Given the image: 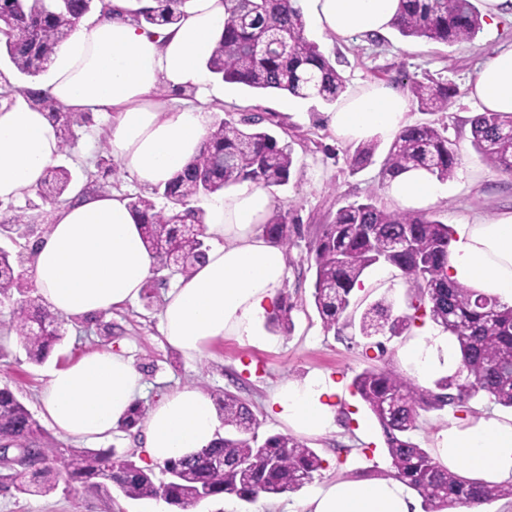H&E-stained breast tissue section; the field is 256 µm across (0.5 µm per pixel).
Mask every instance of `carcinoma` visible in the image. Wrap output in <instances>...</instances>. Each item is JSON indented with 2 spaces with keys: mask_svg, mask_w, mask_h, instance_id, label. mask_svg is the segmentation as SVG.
Masks as SVG:
<instances>
[{
  "mask_svg": "<svg viewBox=\"0 0 512 512\" xmlns=\"http://www.w3.org/2000/svg\"><path fill=\"white\" fill-rule=\"evenodd\" d=\"M224 34L206 67L226 83L260 92L275 91L330 104L343 92L344 79L319 46L305 36V20L292 0H228ZM187 0H154L129 15L139 25L175 24ZM111 11L100 0H0V51L15 71L30 79L40 76L57 46L72 33L77 20L94 9ZM483 16L473 0H400L394 29L405 38L453 45L473 40L482 30ZM18 92L57 123L61 153L78 139L91 121L88 112H68L50 96L30 87ZM413 100L423 111L438 112L458 89L446 82H412ZM262 118L220 119L197 156L150 198H130L141 219L149 251L166 269L169 255L182 259L170 275L186 277L205 257L204 212L195 206L202 196L215 194L229 183L252 180L270 189L288 184L294 170L292 146L259 128ZM475 150L491 167L512 175V113L483 112L471 119ZM458 157L445 130L431 124L411 125L391 142L383 161L382 181L423 168L438 181L454 177ZM74 177L68 168L46 169L38 195L52 213L64 202ZM31 225L18 212L0 226V235L15 252L0 247V303L9 304V328L22 336L29 361L41 364L65 333V318L49 312L31 296L19 274L24 243L18 231ZM270 241L288 249L293 226L288 214L273 211L263 225ZM411 248L402 250L397 240ZM448 225L423 211H389L377 205L376 193L340 207L327 224L315 228L308 259L315 268L314 304L327 328L336 326L349 309L352 292L363 284L368 269L388 265L400 272L409 297L406 309L394 312L380 299L360 316L361 336L386 333L403 336L416 322L430 321L455 337L461 368L422 386L385 366H368L353 386L378 421L390 459L389 477L402 482L421 499L423 512H447L457 506L480 512L483 505L512 499V483L471 480L441 465L412 439L421 413L473 411L483 397L512 410V305L448 280ZM295 305L279 296L269 325L283 335L294 329ZM224 437L186 459L163 463L166 478L155 479L137 465L133 455L87 448H51L45 431L25 405L7 388L0 389V450H24L38 456L27 470L3 465L5 486L20 493L47 494L59 483L76 482L88 491L115 488L130 499H162L187 510L199 501L221 494L251 502L261 495H281L301 489L323 469L315 449L288 434L258 440L257 419L236 394L216 398Z\"/></svg>",
  "mask_w": 512,
  "mask_h": 512,
  "instance_id": "carcinoma-1",
  "label": "carcinoma"
}]
</instances>
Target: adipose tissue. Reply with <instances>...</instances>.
Returning a JSON list of instances; mask_svg holds the SVG:
<instances>
[{
  "mask_svg": "<svg viewBox=\"0 0 512 512\" xmlns=\"http://www.w3.org/2000/svg\"><path fill=\"white\" fill-rule=\"evenodd\" d=\"M109 14L81 17L56 49L45 91L66 110L111 116L112 158L138 185H165L199 152L212 117L190 105H165L157 88L213 96L205 63L224 32L225 0H189L173 25L140 26L128 15L152 0H108ZM313 35L382 34L396 18L399 0H294ZM479 111L512 112V44L485 61L470 84ZM411 98L374 84L348 94L326 115L346 141L393 140L404 128ZM59 157L55 122L22 95L0 104V201L36 192ZM387 196L403 210H425L444 196L423 169L399 173ZM204 232L212 246L193 275L168 289L160 327L167 343L187 358L203 356L211 342L234 336L265 344L261 323L288 277L284 251L263 226L273 206L268 191L251 181L225 186L203 201ZM158 265L145 247L139 218L118 193H86L73 187L53 212L52 226L29 261L43 307L72 318H94L136 300ZM448 276L512 303V214L457 225ZM418 380L455 372L460 353L454 337L422 332L401 351ZM143 391L142 375L124 355L109 350L53 369L43 390L41 414L60 433L91 442L109 437ZM341 383L322 376L279 384L274 415L293 431L321 436L336 428ZM220 422L211 397L193 386L164 392L144 421L146 459L189 458L218 439ZM436 455L449 469L472 479L512 483V415L491 412L440 431ZM407 487L394 479L340 480L315 489L308 512H411Z\"/></svg>",
  "mask_w": 512,
  "mask_h": 512,
  "instance_id": "1",
  "label": "adipose tissue"
}]
</instances>
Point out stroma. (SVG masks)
Segmentation results:
<instances>
[{
    "instance_id": "1",
    "label": "stroma",
    "mask_w": 512,
    "mask_h": 512,
    "mask_svg": "<svg viewBox=\"0 0 512 512\" xmlns=\"http://www.w3.org/2000/svg\"><path fill=\"white\" fill-rule=\"evenodd\" d=\"M317 43L342 74L349 92L376 83L405 91L411 82L431 78L455 85L458 93L449 100L447 110L422 112L414 106L405 115L406 124L446 129L459 158L455 175L446 184V196L433 207L436 217L452 227L512 213V176L487 165L472 145L470 117L477 107L469 98V83L479 66L502 44L512 43L511 20L484 21L473 41L451 47L405 38L394 30L377 36H322ZM205 108L216 118L262 115L265 128L292 144L294 173L288 185L270 191L275 207L287 212L297 227L290 247L289 274L282 287L283 294L296 305L292 334L268 332L262 346L227 336L213 342L203 358L191 361L165 342L159 330V308L139 299L93 320H68L63 340L41 364L29 361L22 340L1 346L0 388H9L32 415H39L40 397L52 369L87 353L109 349L129 358L142 374V406H150L162 391L176 385L198 386L213 398L229 390L250 405L259 422L258 434L263 437L285 430L268 411L272 394L283 380L321 375L341 382L336 431L305 440L323 458V470L298 491L234 503L235 512H303L313 488L336 480L383 478L390 469L384 449L365 442L353 419L357 413L366 420L371 417L351 386L354 376L369 365L365 341L357 326L324 327L312 297L315 272L307 262L315 227L333 219L339 207L379 190L389 144L378 142L371 164L353 166L356 143L334 135L324 121L328 107L318 99L257 93L228 84L223 98H210ZM110 122L109 116H94L92 124L80 130L71 153L60 156V163L79 174L93 170ZM379 299L391 303L394 310L405 309L407 288L396 271L380 277L375 270H368L352 302L363 307ZM107 324L112 327L108 335L102 331ZM0 512L178 510L161 500H132L113 489L96 493L77 485L47 494L0 488Z\"/></svg>"
}]
</instances>
